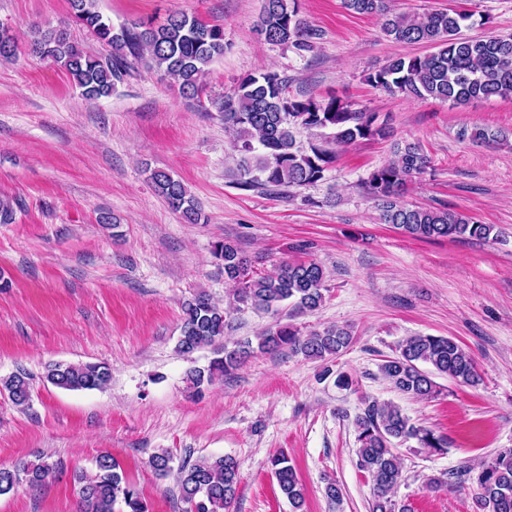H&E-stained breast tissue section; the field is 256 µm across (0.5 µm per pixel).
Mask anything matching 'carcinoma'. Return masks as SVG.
<instances>
[{"label": "carcinoma", "mask_w": 512, "mask_h": 512, "mask_svg": "<svg viewBox=\"0 0 512 512\" xmlns=\"http://www.w3.org/2000/svg\"><path fill=\"white\" fill-rule=\"evenodd\" d=\"M72 21L111 48L99 57L87 53L65 25L35 26L30 52L65 68L81 89V95L98 100L112 95L116 85L129 75L133 62L145 61L162 79L178 83L187 99L203 93L208 67L224 56V28L185 14L172 13L159 23L131 27L112 26L97 9L96 0H69ZM346 6L362 15L383 19L384 34L398 43L423 44L432 52L423 56L397 57L370 73L371 85L407 97H427L465 106L493 96L512 97V36L467 37L462 34L472 14L455 9L417 15L393 14L387 0H345ZM257 32L264 41L310 51L320 30L299 17L297 0H262ZM288 79L274 71L244 78L230 95L210 99L224 121V128L236 138L238 159L231 171L241 189L264 187L278 194L316 184L335 161L336 154L322 145L303 150L296 146L293 129L328 132L331 142L350 145L359 140L390 137L389 128L377 121L374 112L354 110L336 98L294 99L287 95ZM397 158L375 169L366 181L369 192L380 202L381 220L416 239L470 237L487 240L491 224L446 209L408 208L398 196L408 179L421 174L428 158L421 147L406 143ZM150 180L158 195L181 214L187 224L202 219L197 202L185 185L171 174L154 170ZM212 255L224 271V280L235 286L236 302L256 311H276L291 303L289 316L312 312L324 302V268L314 262L282 263L270 275H259L239 247L228 239L213 244ZM181 334L176 349L190 355L213 347L214 358L207 368L191 369L186 380L194 389L217 377L239 370L255 351L277 353L285 349L311 359L329 360L351 343L350 329L332 326L307 336L290 323H277L251 341L229 350L223 343L228 326L224 309L208 295L198 293L184 302ZM382 376L399 393L427 399L437 392L435 377L444 376L459 385L475 386L481 381L473 357L448 336L416 335L400 346L399 354L379 365ZM44 379L71 391L102 390L112 379L109 365L101 362H49ZM0 391L8 392L19 407L29 406V375L18 371L0 378ZM357 465L373 487L372 512H406L397 506L394 492L403 474L394 444L414 440L435 453L450 447L449 439L428 427L412 423L402 410L388 402L365 400L355 419ZM168 451L154 454L151 468L160 475L172 470ZM278 486L293 512H303L304 489L296 470L282 453L270 459ZM61 464L45 456L12 469L0 468V495H6L24 479L32 488L49 482ZM78 512H149L138 488L124 476L112 455L96 459L95 473L76 472ZM239 462L232 456H218L182 464L178 484L187 512H231L236 499ZM468 486L474 491L476 512H512V448H503L492 458L475 466H463L448 475V489Z\"/></svg>", "instance_id": "obj_1"}]
</instances>
